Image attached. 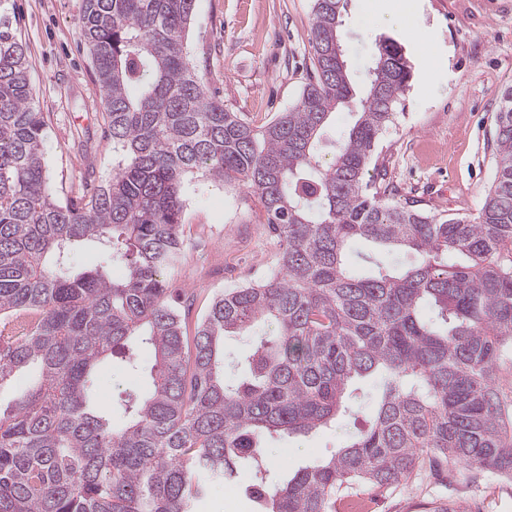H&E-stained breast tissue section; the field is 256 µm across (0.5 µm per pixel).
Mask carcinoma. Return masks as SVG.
Segmentation results:
<instances>
[{
  "mask_svg": "<svg viewBox=\"0 0 512 512\" xmlns=\"http://www.w3.org/2000/svg\"><path fill=\"white\" fill-rule=\"evenodd\" d=\"M195 0H84L80 27L122 161L85 202L59 204L43 158L24 45L0 14V385L38 382L0 411V512H195L210 483L246 487L254 512H336L366 485L388 489L440 464L512 476V87L495 114V176L478 217L430 215L365 180L379 135L411 79L381 40L357 119L331 141L352 97L340 29L344 0H313L315 71L297 103L253 126L209 97L184 38ZM236 179L280 242L277 270L216 296L184 332L171 276L182 256L185 182ZM87 241L124 278L75 273ZM354 241L408 250L395 268ZM256 336L224 379V336ZM151 348L152 388L126 422L93 401L96 371ZM380 387L369 425L328 459L267 481L266 436L305 435L351 415L356 381Z\"/></svg>",
  "mask_w": 512,
  "mask_h": 512,
  "instance_id": "cac0c4a2",
  "label": "carcinoma"
}]
</instances>
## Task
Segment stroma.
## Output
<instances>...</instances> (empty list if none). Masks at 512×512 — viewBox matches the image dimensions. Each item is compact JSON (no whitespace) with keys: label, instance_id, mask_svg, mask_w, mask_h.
<instances>
[{"label":"stroma","instance_id":"1","mask_svg":"<svg viewBox=\"0 0 512 512\" xmlns=\"http://www.w3.org/2000/svg\"><path fill=\"white\" fill-rule=\"evenodd\" d=\"M413 2L414 10L395 21L393 0H348L341 35L356 97L332 114L330 134L340 138L354 124L379 43L394 39L412 78L374 151L389 198L474 219L494 178V114L512 86V0ZM7 7L45 120L53 196L62 204L80 201L111 180L120 159L105 136L101 92L79 25L84 0H7ZM312 7L313 0H196L187 52L208 95L255 126L293 106L313 71ZM184 197L185 256L173 285L192 295V327L216 294L257 282L262 267L274 265L277 245L256 197L237 181L192 179ZM137 360L140 372L117 355L98 374L96 402L111 408L113 425L125 420L122 401L150 388L152 350L140 348ZM353 421L271 441L273 476L329 457L353 433ZM250 480L242 466L238 484L213 486L196 512H252L243 492ZM439 500L457 503L459 512H512V482L489 472L451 478L425 471L375 496L372 512H427Z\"/></svg>","mask_w":512,"mask_h":512}]
</instances>
